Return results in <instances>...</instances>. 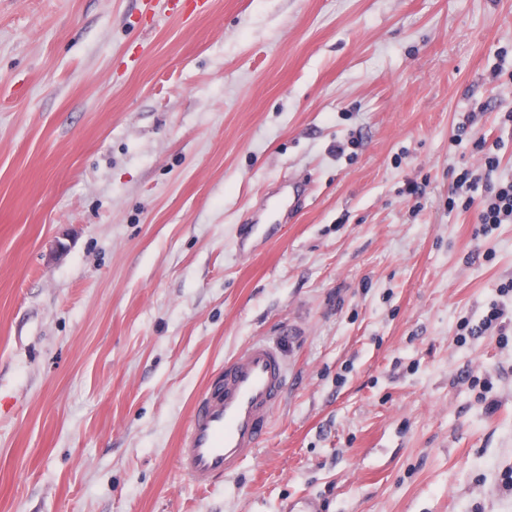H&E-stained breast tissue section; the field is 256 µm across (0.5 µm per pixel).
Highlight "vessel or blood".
Wrapping results in <instances>:
<instances>
[{"label": "vessel or blood", "mask_w": 512, "mask_h": 512, "mask_svg": "<svg viewBox=\"0 0 512 512\" xmlns=\"http://www.w3.org/2000/svg\"><path fill=\"white\" fill-rule=\"evenodd\" d=\"M289 333L258 339L225 363L195 401L177 465L207 487L265 442L288 385Z\"/></svg>", "instance_id": "obj_1"}]
</instances>
